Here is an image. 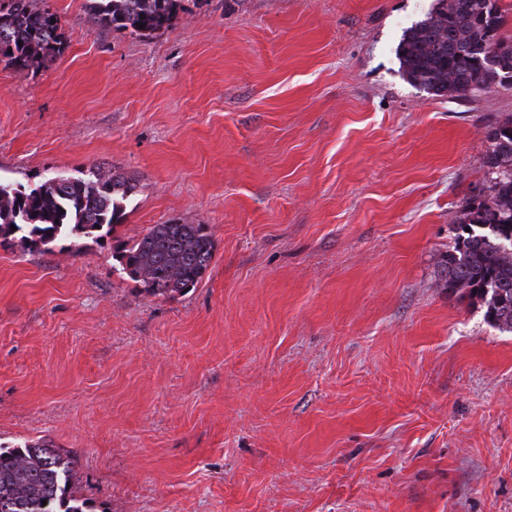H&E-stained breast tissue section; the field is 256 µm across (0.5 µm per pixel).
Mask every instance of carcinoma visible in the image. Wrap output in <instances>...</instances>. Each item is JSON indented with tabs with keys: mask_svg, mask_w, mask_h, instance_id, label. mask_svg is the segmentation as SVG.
Masks as SVG:
<instances>
[{
	"mask_svg": "<svg viewBox=\"0 0 512 512\" xmlns=\"http://www.w3.org/2000/svg\"><path fill=\"white\" fill-rule=\"evenodd\" d=\"M182 0H86L100 27L149 36L169 27ZM498 0H435L425 19L407 28L397 48L401 74L439 97L466 98L502 83L487 68L490 48L512 62V40L500 36ZM145 28H140V25ZM61 17L37 0H0V64L18 71L61 56ZM492 148L483 195L455 227L441 259L444 287L484 308L492 326L512 332V118L488 136ZM132 186L115 173L88 169L34 187L0 181V238L23 233L29 251L47 253L59 238L77 244L101 238L125 217ZM16 231H11V227ZM215 242L204 224H153L115 252L121 270L144 290L175 299L204 278ZM77 454L49 438L0 443V512H92L75 483Z\"/></svg>",
	"mask_w": 512,
	"mask_h": 512,
	"instance_id": "carcinoma-1",
	"label": "carcinoma"
}]
</instances>
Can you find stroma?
Returning a JSON list of instances; mask_svg holds the SVG:
<instances>
[{"label": "stroma", "mask_w": 512, "mask_h": 512, "mask_svg": "<svg viewBox=\"0 0 512 512\" xmlns=\"http://www.w3.org/2000/svg\"><path fill=\"white\" fill-rule=\"evenodd\" d=\"M49 3L0 179L135 189L101 239L0 245V442L76 451L99 512H512V333L439 267L512 89L402 77L434 0H184L143 37ZM169 221L215 241L173 300L113 256Z\"/></svg>", "instance_id": "obj_1"}]
</instances>
